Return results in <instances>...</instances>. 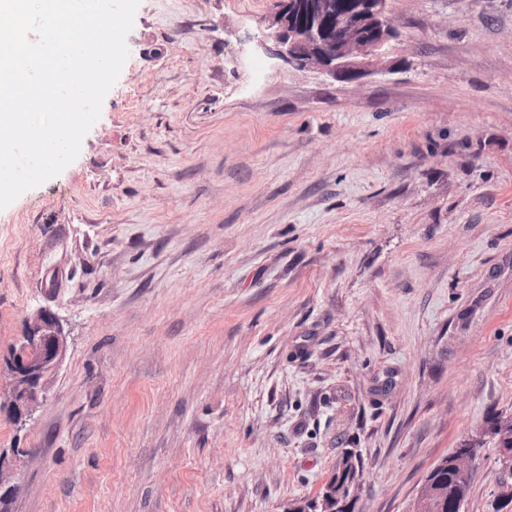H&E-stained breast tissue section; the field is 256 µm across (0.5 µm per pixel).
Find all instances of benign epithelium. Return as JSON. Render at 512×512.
<instances>
[{
  "mask_svg": "<svg viewBox=\"0 0 512 512\" xmlns=\"http://www.w3.org/2000/svg\"><path fill=\"white\" fill-rule=\"evenodd\" d=\"M264 28L281 57L302 69L342 80L386 70L392 41L398 37L388 0H360L348 8L338 6L336 0H280L277 9L265 17ZM67 348V336L54 312L40 307L27 316L7 366V405L15 417H28L43 403ZM476 460L475 448L455 454L461 484L470 483ZM498 466V498L512 502V449H499ZM436 485L431 475L425 476L410 512H435ZM20 488L14 463L0 454V494L14 498ZM328 496L336 494L326 491L294 503L285 512H334L327 507Z\"/></svg>",
  "mask_w": 512,
  "mask_h": 512,
  "instance_id": "1",
  "label": "benign epithelium"
}]
</instances>
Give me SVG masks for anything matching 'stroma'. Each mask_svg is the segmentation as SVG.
<instances>
[{
    "mask_svg": "<svg viewBox=\"0 0 512 512\" xmlns=\"http://www.w3.org/2000/svg\"><path fill=\"white\" fill-rule=\"evenodd\" d=\"M277 5L141 0L77 158L0 210V399L31 310L68 340L0 411L10 512H284L346 448L359 512H409L512 415V0H389L355 83L277 55ZM20 488L19 473L14 463L0 453V494L15 498Z\"/></svg>",
    "mask_w": 512,
    "mask_h": 512,
    "instance_id": "obj_1",
    "label": "stroma"
}]
</instances>
